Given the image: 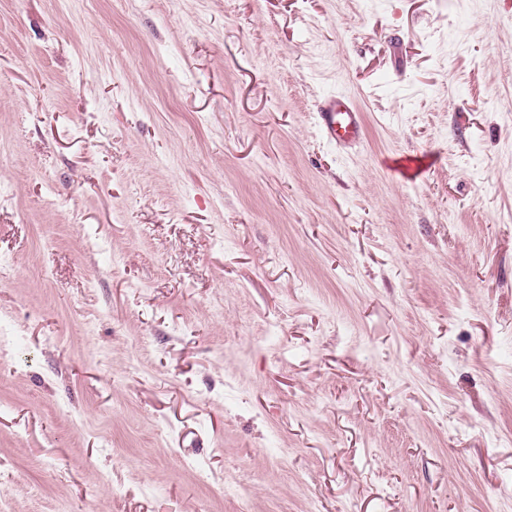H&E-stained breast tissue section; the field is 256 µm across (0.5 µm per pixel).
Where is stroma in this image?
<instances>
[{"mask_svg":"<svg viewBox=\"0 0 512 512\" xmlns=\"http://www.w3.org/2000/svg\"><path fill=\"white\" fill-rule=\"evenodd\" d=\"M0 328V512H512V0H0ZM323 138L340 151H347L365 139L362 112L343 96L322 98L316 110Z\"/></svg>","mask_w":512,"mask_h":512,"instance_id":"obj_1","label":"stroma"}]
</instances>
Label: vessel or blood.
<instances>
[{
    "instance_id": "b4317fda",
    "label": "vessel or blood",
    "mask_w": 512,
    "mask_h": 512,
    "mask_svg": "<svg viewBox=\"0 0 512 512\" xmlns=\"http://www.w3.org/2000/svg\"><path fill=\"white\" fill-rule=\"evenodd\" d=\"M316 116L323 138L338 150H349L365 139L363 114L345 97L322 98Z\"/></svg>"
}]
</instances>
